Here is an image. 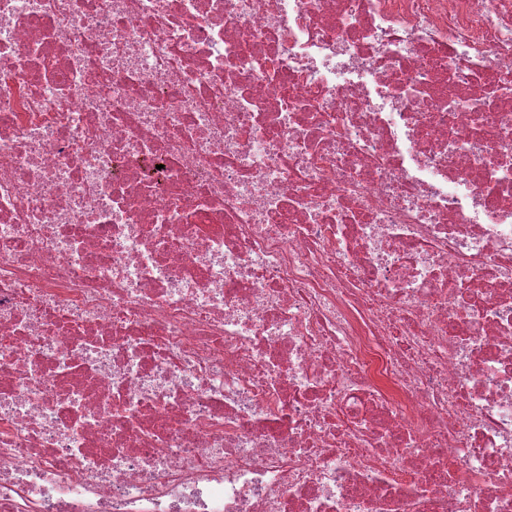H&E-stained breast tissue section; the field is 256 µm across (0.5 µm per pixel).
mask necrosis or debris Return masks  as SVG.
<instances>
[{"label":"necrosis or debris","instance_id":"4bbe7bcc","mask_svg":"<svg viewBox=\"0 0 512 512\" xmlns=\"http://www.w3.org/2000/svg\"><path fill=\"white\" fill-rule=\"evenodd\" d=\"M497 154L512 0H0V512H512Z\"/></svg>","mask_w":512,"mask_h":512}]
</instances>
